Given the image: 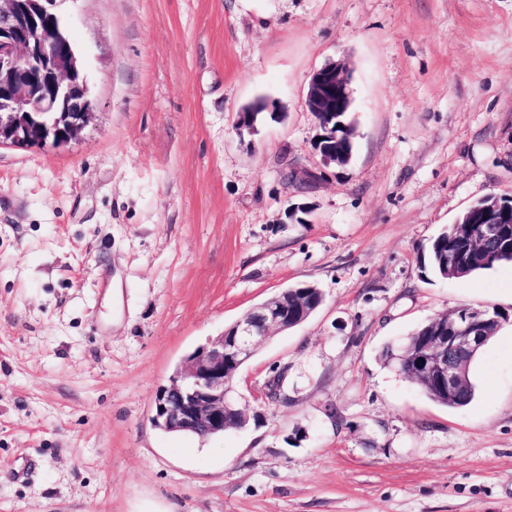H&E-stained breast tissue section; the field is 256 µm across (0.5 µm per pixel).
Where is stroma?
I'll use <instances>...</instances> for the list:
<instances>
[{"label": "stroma", "instance_id": "stroma-1", "mask_svg": "<svg viewBox=\"0 0 512 512\" xmlns=\"http://www.w3.org/2000/svg\"><path fill=\"white\" fill-rule=\"evenodd\" d=\"M52 9L94 115L66 148L0 147V512H512V264H417L473 201L512 197V0ZM334 61L356 138L326 167L305 99ZM262 96L277 118L239 133ZM291 164L322 174L306 198ZM301 283L324 301L241 368L245 428L155 426L183 358ZM461 305L500 328L448 408L382 353Z\"/></svg>", "mask_w": 512, "mask_h": 512}]
</instances>
